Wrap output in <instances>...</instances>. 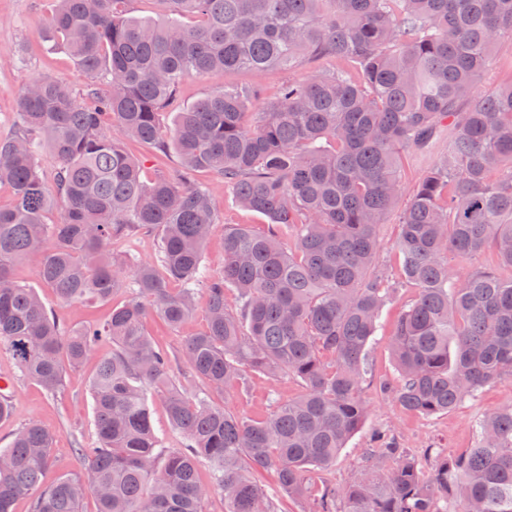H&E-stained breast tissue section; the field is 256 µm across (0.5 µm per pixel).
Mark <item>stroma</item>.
Here are the masks:
<instances>
[{"instance_id": "obj_1", "label": "stroma", "mask_w": 512, "mask_h": 512, "mask_svg": "<svg viewBox=\"0 0 512 512\" xmlns=\"http://www.w3.org/2000/svg\"><path fill=\"white\" fill-rule=\"evenodd\" d=\"M53 9V0H0V139L12 136L18 129V102L24 85L34 79L50 76L65 83L75 101L84 107L94 106L88 95L91 81L75 61L61 49L47 50L42 42V31ZM319 60L302 59L292 73L273 68L258 74H224L216 72L205 78H185L179 88L178 105L187 107L198 99L232 84L260 85L262 103L274 101L283 82L301 80L312 71L322 68ZM194 181L208 187L215 203L217 223L205 249V261L211 273H219L224 266V227L228 224H248L255 230L265 228L261 214L239 209L232 190L211 173H193ZM38 259L30 257L19 263L15 279L24 286L35 288L47 308L68 328L104 320L113 306L124 303L135 294L131 285L117 289L110 302H88L66 305L60 303L38 276ZM415 289H398L387 303L378 321L375 336L367 352V374L363 395L368 415L361 430L342 449L334 468L327 475H312L311 487L323 481L343 485L357 476L372 449L375 432L383 430L395 436L403 447L409 448L422 468H429L432 457H457L476 447L479 441V423L492 409L512 404V378L505 377L492 383L475 396L464 399L456 408L435 416L410 413L396 402L380 394L376 385L383 379H397L398 371L390 352L394 323L400 312L414 299ZM207 324L206 294L198 292L195 310L178 328L167 327L154 314L148 315L144 329L167 352L178 351L186 337L205 330ZM96 359L69 370L63 387L55 394H47L39 385L23 379L11 350L0 345V376L13 378L14 415L0 421V448L7 447L14 433L29 422H37L54 436V465L44 477L53 483L59 475L82 471V449L92 447L95 437L92 398L88 382L96 371ZM302 392L300 383L283 375L270 380L254 377L247 394L235 390L210 391L209 398L226 410L251 420H260L271 413L278 403L296 398Z\"/></svg>"}]
</instances>
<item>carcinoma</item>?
<instances>
[{"label":"carcinoma","instance_id":"carcinoma-1","mask_svg":"<svg viewBox=\"0 0 512 512\" xmlns=\"http://www.w3.org/2000/svg\"><path fill=\"white\" fill-rule=\"evenodd\" d=\"M55 2L44 42L95 76L88 94L98 106L36 79L19 100L22 130L0 139V184L14 194L0 207V344L50 394L67 369L99 355L96 445L81 449L84 472L43 487L53 435L27 424L0 448V512L35 490L32 512H78L87 494L99 512H203L215 490L225 512H288L271 510L258 473L272 471L281 500L293 503L311 474L335 464L364 424L367 348L403 287L417 295L395 322L399 379L380 383L382 393L429 416L512 378V83L477 93L494 45L512 36V0H158L157 22L129 15V0ZM304 56L351 64L357 77L315 71L262 112L251 111L259 87L226 85L181 109L162 134L159 116L176 106L185 77L291 71ZM109 115L115 134L105 131ZM124 137L174 151L180 169L142 181ZM431 147L433 165L400 213L394 277L379 260V232L405 194L402 154ZM43 148L55 161L49 179ZM199 169L267 219L262 232L224 227L216 276L204 257L211 194L191 179ZM57 199L60 221L47 224ZM155 231L157 262H143L136 242ZM488 251L495 268L459 279L450 257ZM31 256L64 304L108 302L128 278L136 297L102 324L66 328L12 277ZM200 286L207 326L182 349L191 382L244 392L253 374H286L300 396L254 422L200 389L187 394L143 321L152 311L180 326ZM227 288L239 307L225 304ZM152 396L182 447L169 450L156 434ZM480 429L477 447L436 456L426 475L385 441L359 477L322 482L313 512H512V405L487 413ZM450 492L460 507H438Z\"/></svg>","mask_w":512,"mask_h":512}]
</instances>
